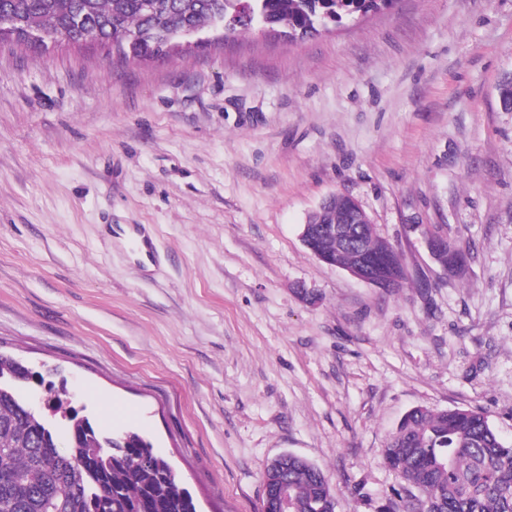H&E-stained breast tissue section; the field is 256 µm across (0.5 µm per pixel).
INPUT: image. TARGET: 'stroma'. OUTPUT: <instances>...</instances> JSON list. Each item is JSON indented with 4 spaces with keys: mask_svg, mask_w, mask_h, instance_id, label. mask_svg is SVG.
<instances>
[{
    "mask_svg": "<svg viewBox=\"0 0 512 512\" xmlns=\"http://www.w3.org/2000/svg\"><path fill=\"white\" fill-rule=\"evenodd\" d=\"M130 61L0 53V353L134 432L197 512H262L282 452L337 512H384L416 406L484 408L512 443V0H398L290 42L253 31ZM354 197L398 247L389 293L300 226ZM469 253L444 272L426 230Z\"/></svg>",
    "mask_w": 512,
    "mask_h": 512,
    "instance_id": "obj_1",
    "label": "stroma"
}]
</instances>
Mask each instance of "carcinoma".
Masks as SVG:
<instances>
[{"mask_svg": "<svg viewBox=\"0 0 512 512\" xmlns=\"http://www.w3.org/2000/svg\"><path fill=\"white\" fill-rule=\"evenodd\" d=\"M395 0H250L253 19L265 18L273 36L304 40L359 14L392 7ZM236 0H0L10 11L49 33L73 39L80 28L106 45L126 51V34L137 28L145 42L138 55H168L164 40L185 27L205 26ZM320 222L352 230L349 242L324 231L312 248L338 267L368 271L372 282L401 288L407 281L398 248L380 237L362 208L344 195L327 203ZM453 276L466 268L457 240L432 252ZM0 386V512H196L170 464L138 434L97 446L78 430L68 431L62 450L45 436L42 416L24 407L19 386ZM383 464L396 472L399 488L385 512H512V445L500 438L479 408L416 407L390 435ZM263 512H278L288 493L289 512H336V498L321 468L290 456L274 474H262Z\"/></svg>", "mask_w": 512, "mask_h": 512, "instance_id": "1", "label": "carcinoma"}]
</instances>
